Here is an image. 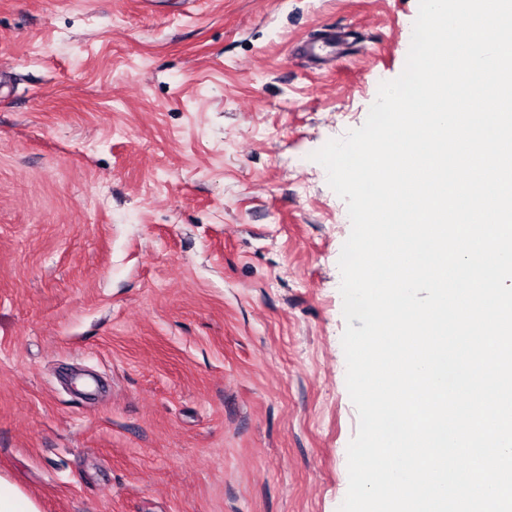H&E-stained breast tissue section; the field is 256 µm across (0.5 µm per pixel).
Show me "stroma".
Instances as JSON below:
<instances>
[{
    "label": "stroma",
    "instance_id": "stroma-1",
    "mask_svg": "<svg viewBox=\"0 0 512 512\" xmlns=\"http://www.w3.org/2000/svg\"><path fill=\"white\" fill-rule=\"evenodd\" d=\"M418 9L0 0V474L42 512H338L351 222L310 155Z\"/></svg>",
    "mask_w": 512,
    "mask_h": 512
}]
</instances>
